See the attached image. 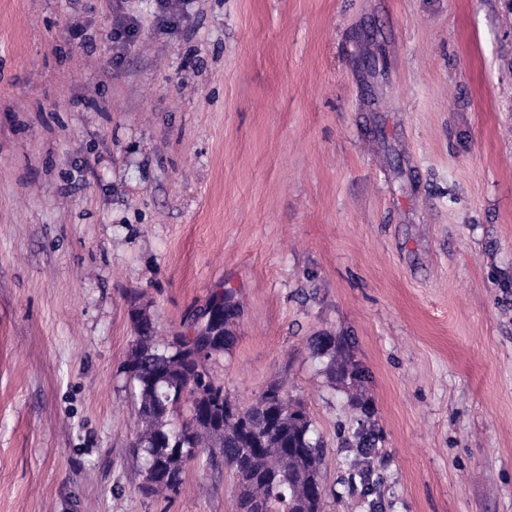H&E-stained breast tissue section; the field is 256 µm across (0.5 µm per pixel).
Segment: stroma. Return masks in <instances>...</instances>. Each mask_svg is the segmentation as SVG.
Wrapping results in <instances>:
<instances>
[{"instance_id": "1", "label": "stroma", "mask_w": 512, "mask_h": 512, "mask_svg": "<svg viewBox=\"0 0 512 512\" xmlns=\"http://www.w3.org/2000/svg\"><path fill=\"white\" fill-rule=\"evenodd\" d=\"M220 288L214 372L294 382L324 512H512V0H0V512H237L222 466L142 496L124 414L132 305L167 337ZM139 30L138 20L127 15L119 16L116 19L113 30V41L119 46L125 47L137 35ZM310 347L314 356L325 365V372L335 386L337 382L343 387L356 389V393L351 396L349 401L352 410L351 416L354 417L358 408L362 409L363 407L364 374L353 360L350 350L336 336H313L310 340ZM358 391L359 393H357ZM380 438L371 426H365L355 430V432L345 439V447L351 448L349 452H353V458L350 460L351 468L355 471L356 476L362 486V490L370 495L375 486L376 479H373L374 472L368 465L369 460L376 454V448Z\"/></svg>"}]
</instances>
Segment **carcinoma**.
Returning <instances> with one entry per match:
<instances>
[{
  "label": "carcinoma",
  "instance_id": "carcinoma-1",
  "mask_svg": "<svg viewBox=\"0 0 512 512\" xmlns=\"http://www.w3.org/2000/svg\"><path fill=\"white\" fill-rule=\"evenodd\" d=\"M236 300L235 292L222 289L195 310L182 330L166 339L155 336L147 307L131 309V349L123 370L132 386V448L144 460L142 473H150V487L139 484L141 495L164 497L180 491L187 466L209 449V464L230 469L238 487V512H322L323 448L314 437L313 423L305 408L292 400L288 380L270 383L255 400L240 406L224 393V382L212 363L235 343L233 322L218 330H199L200 319L224 302ZM314 356L325 365L334 383L354 388L352 414L363 407L364 374L344 342L334 336L310 340ZM207 350L204 361L196 352ZM380 438L370 426H362L345 439L350 460L362 490H374L369 460Z\"/></svg>",
  "mask_w": 512,
  "mask_h": 512
}]
</instances>
